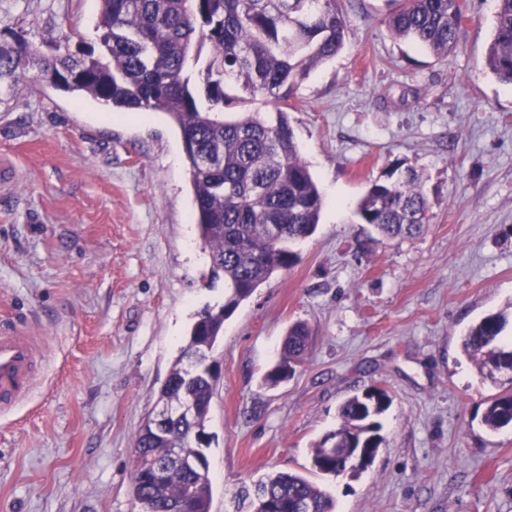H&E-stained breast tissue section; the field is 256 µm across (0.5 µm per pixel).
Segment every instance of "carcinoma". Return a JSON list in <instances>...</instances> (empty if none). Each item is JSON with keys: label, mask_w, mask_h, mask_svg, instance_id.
I'll return each instance as SVG.
<instances>
[{"label": "carcinoma", "mask_w": 512, "mask_h": 512, "mask_svg": "<svg viewBox=\"0 0 512 512\" xmlns=\"http://www.w3.org/2000/svg\"><path fill=\"white\" fill-rule=\"evenodd\" d=\"M340 0H100L98 44L72 51L56 43L47 56L9 24L0 27V91L46 85L89 97L114 111L166 116L180 133L195 205V224L208 249L212 278H224V304L201 310L185 355L208 357L224 321L275 273L299 261L290 245L310 237L320 222L323 195L302 159L288 120L293 86L344 46L346 16ZM463 4L459 0H403L387 27L437 56L456 49ZM486 67L512 84V0H496L495 27ZM242 97L232 100L226 86ZM267 100L275 112H241L224 118L232 102ZM357 212L390 238L410 236L428 223V204L412 173L374 183ZM507 320L489 314L471 326L463 351L490 379L512 373V342L502 339ZM309 327L293 324L279 360L263 378L277 386L302 363ZM216 382L200 368L176 366L160 389V400L176 407L197 400L194 421L172 414L162 433L144 424L134 440L132 495L140 512H209L211 479L204 452L205 422ZM390 402L382 389L345 400L338 427L311 449V466L338 476L360 450L375 459L383 443L375 421ZM483 425L512 427V391L490 398ZM178 448L200 460L186 470L170 460ZM166 464L163 473L147 468ZM246 500L249 495L243 494ZM251 499V498H249ZM251 512H335V501L313 481L278 472L255 482Z\"/></svg>", "instance_id": "carcinoma-1"}]
</instances>
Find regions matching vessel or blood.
Masks as SVG:
<instances>
[{"label":"vessel or blood","instance_id":"1","mask_svg":"<svg viewBox=\"0 0 512 512\" xmlns=\"http://www.w3.org/2000/svg\"><path fill=\"white\" fill-rule=\"evenodd\" d=\"M45 357V340L32 328L0 327V412L13 408L28 393Z\"/></svg>","mask_w":512,"mask_h":512}]
</instances>
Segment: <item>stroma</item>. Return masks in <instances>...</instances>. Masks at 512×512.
<instances>
[{"label": "stroma", "instance_id": "1", "mask_svg": "<svg viewBox=\"0 0 512 512\" xmlns=\"http://www.w3.org/2000/svg\"><path fill=\"white\" fill-rule=\"evenodd\" d=\"M454 52L390 35L402 0H341L345 45L296 86L288 117L324 195L299 262L225 320L206 430L210 512L242 483L303 475L336 512H512V428L482 423L512 376L485 378L462 339L512 310V84L485 67L495 0H465ZM99 0H0L37 43L97 40ZM0 319L31 324L47 356L0 414V512H137L133 442L201 309L224 302L192 222L176 129L159 114L47 86L0 98ZM414 170L430 221L390 239L357 203L392 170ZM312 345L275 387L290 325ZM391 403L373 463L330 477L315 441L346 398Z\"/></svg>", "mask_w": 512, "mask_h": 512}]
</instances>
